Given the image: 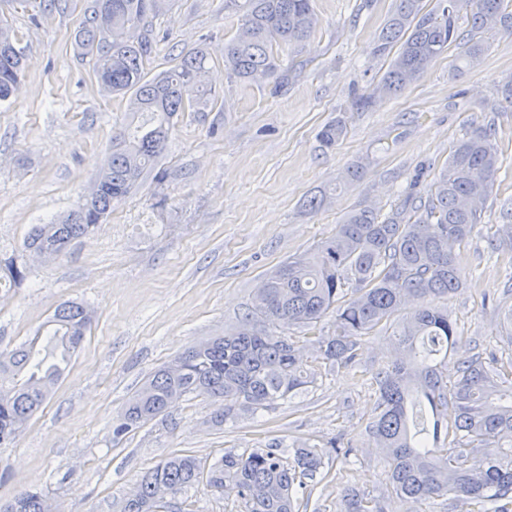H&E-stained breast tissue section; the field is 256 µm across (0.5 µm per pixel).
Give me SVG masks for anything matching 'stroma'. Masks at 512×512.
Listing matches in <instances>:
<instances>
[{
  "label": "stroma",
  "mask_w": 512,
  "mask_h": 512,
  "mask_svg": "<svg viewBox=\"0 0 512 512\" xmlns=\"http://www.w3.org/2000/svg\"><path fill=\"white\" fill-rule=\"evenodd\" d=\"M87 0L14 2L9 13L28 43L20 90L0 104V257L27 265L20 287L0 288V351L18 347L67 300L85 302L92 323L53 394L16 444L0 447V506L43 491L57 512H123L142 475L169 457L213 463L269 442L284 447L343 438L350 457L326 459L306 512H336L355 487L384 512H447L443 498L409 505L391 494L388 467L366 426L376 395L371 372L395 355L400 318L363 338L356 362L318 374L276 408L224 427L216 399L195 393L164 415L114 438L131 396L199 341L238 328L261 283L288 259L313 251L352 209L387 214L412 180L427 183L472 127H490L501 168L460 266L462 288L438 299L460 340L447 372L475 354L512 359L500 314L512 308V260L492 253L488 225L512 222V103L499 94L512 77V33L486 34L464 72L449 46L400 95L352 109L390 59L373 47L394 0H313L317 24L301 44L276 48L279 85L230 78L224 45L238 32L247 0H161L153 20L151 73L208 47L216 100L180 113L159 166L116 204L94 233L51 260L29 256L33 225L62 217L96 181L127 121L128 102L107 94L78 59L74 33ZM345 119L336 147L318 133ZM362 164L360 181L347 170ZM321 198L318 210L307 203ZM184 512H242L235 494L199 483L176 496Z\"/></svg>",
  "instance_id": "1"
}]
</instances>
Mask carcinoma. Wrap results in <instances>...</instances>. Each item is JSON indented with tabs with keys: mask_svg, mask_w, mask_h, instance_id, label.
I'll use <instances>...</instances> for the list:
<instances>
[{
	"mask_svg": "<svg viewBox=\"0 0 512 512\" xmlns=\"http://www.w3.org/2000/svg\"><path fill=\"white\" fill-rule=\"evenodd\" d=\"M425 12L421 0H395L373 48L392 55L382 80L356 98L366 110L378 97L395 96L425 72L448 46L466 40V64L478 60L480 34L500 27L512 31V0H437ZM158 0H89L75 42L103 89L129 101L125 129L112 135V153L96 181L66 218L39 224L24 248L31 254H61L100 223L154 174L178 113L208 106L215 93L206 81L210 53L199 48L172 68L152 77L146 72L153 50L152 16ZM470 7V30L459 32V12ZM316 24L311 0H250L234 39L224 44L230 77L253 81L274 75L276 43L310 36ZM397 51H392V48ZM28 45L0 14V103L10 100L21 81ZM341 120L319 134L326 147L345 136ZM499 147L490 131L475 127L456 142L448 164L424 191H411L383 216L363 207L350 211L332 235L312 253L277 268L257 289L239 329L201 342L154 373L130 398L119 435L163 414L175 399L197 393L224 401L212 423L255 415L290 399L314 374L303 369L300 348L263 324L315 328L328 315L333 332L311 341L314 361L333 370L357 356L360 341L381 322L405 313L395 359L376 368L375 415L367 426L388 467L391 493L416 503L446 497L449 506L475 512H512V362L477 356L457 367L448 384L438 359L459 339L448 309L434 304L462 287V249L485 223L486 203L499 171ZM491 248L512 255V224L489 225ZM25 264L0 259V280L19 285ZM92 312L83 304H60L36 335L0 352V446L16 441L27 421L46 402L81 347ZM342 450L335 439L325 446L303 442L287 450L271 443L241 454L227 453L206 466L192 455L174 456L147 473L124 512H157L156 494H177L205 482L227 487L242 512H300L325 458ZM0 512H45L43 495L25 492ZM339 512H383L381 501L356 488L341 497Z\"/></svg>",
	"mask_w": 512,
	"mask_h": 512,
	"instance_id": "obj_1",
	"label": "carcinoma"
}]
</instances>
